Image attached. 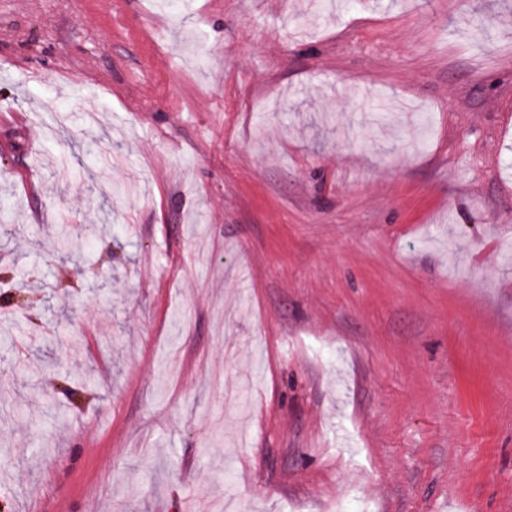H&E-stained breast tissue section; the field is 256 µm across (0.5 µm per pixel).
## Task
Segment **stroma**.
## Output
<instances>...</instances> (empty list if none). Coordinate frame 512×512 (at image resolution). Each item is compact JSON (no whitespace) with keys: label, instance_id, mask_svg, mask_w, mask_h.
Listing matches in <instances>:
<instances>
[{"label":"stroma","instance_id":"35a3bbf8","mask_svg":"<svg viewBox=\"0 0 512 512\" xmlns=\"http://www.w3.org/2000/svg\"><path fill=\"white\" fill-rule=\"evenodd\" d=\"M511 154L512 0H0V512H512Z\"/></svg>","mask_w":512,"mask_h":512}]
</instances>
